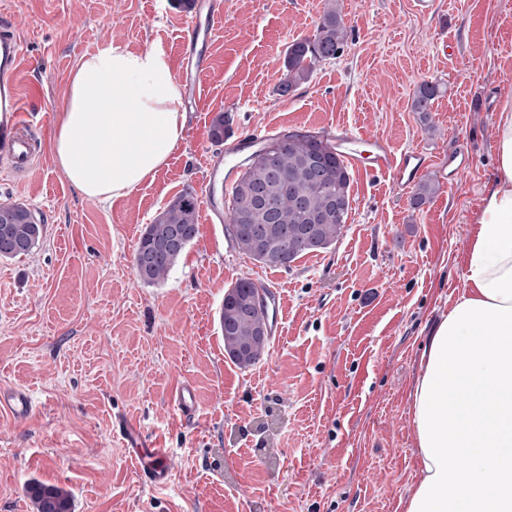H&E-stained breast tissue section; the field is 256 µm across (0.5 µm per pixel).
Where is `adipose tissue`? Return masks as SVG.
I'll return each instance as SVG.
<instances>
[{"mask_svg":"<svg viewBox=\"0 0 512 512\" xmlns=\"http://www.w3.org/2000/svg\"><path fill=\"white\" fill-rule=\"evenodd\" d=\"M186 112L163 52L112 46L81 58L51 138L84 196H123L164 167ZM464 255L460 295L430 329L410 393L420 478L403 512H512V104ZM466 468L449 465V453ZM493 481H486L487 471Z\"/></svg>","mask_w":512,"mask_h":512,"instance_id":"obj_1","label":"adipose tissue"}]
</instances>
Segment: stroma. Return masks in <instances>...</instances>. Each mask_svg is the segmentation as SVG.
I'll list each match as a JSON object with an SVG mask.
<instances>
[{
    "instance_id": "35a3bbf8",
    "label": "stroma",
    "mask_w": 512,
    "mask_h": 512,
    "mask_svg": "<svg viewBox=\"0 0 512 512\" xmlns=\"http://www.w3.org/2000/svg\"><path fill=\"white\" fill-rule=\"evenodd\" d=\"M325 0H222L205 45L204 105L154 179L101 202L54 163L51 136L83 56L163 46L177 63L192 12L177 0H0L24 42V96L35 99L34 164L0 159V203L45 228L29 255L0 259V385L27 390L32 416L0 413V512H33L24 487L68 489L73 512H402L420 477L410 393L427 330L460 294L481 192L495 169V113L512 102V0H339L348 40L282 97L289 45L313 36ZM449 47H442L440 37ZM441 91L412 112L422 81ZM234 134L365 131L394 150L464 146L470 165L421 208L387 177L351 169V210L332 249L290 268L255 262L206 205L217 113ZM197 197L199 232L165 282L138 279L139 238L175 196ZM249 278L283 293L276 341L255 365L224 353L225 290ZM195 386L188 422L173 397ZM124 413L172 452L168 486L137 476L112 418Z\"/></svg>"
}]
</instances>
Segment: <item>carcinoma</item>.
Returning <instances> with one entry per match:
<instances>
[{"label":"carcinoma","instance_id":"1","mask_svg":"<svg viewBox=\"0 0 512 512\" xmlns=\"http://www.w3.org/2000/svg\"><path fill=\"white\" fill-rule=\"evenodd\" d=\"M347 40V28L336 0H327L316 34L288 47L283 79L277 88L286 96L309 82L315 65L336 58ZM439 93L436 83L423 81L416 88L413 110L423 115ZM228 120L218 114L211 125V139L224 142ZM278 149L264 156L272 146ZM350 173L336 148L324 136L288 132L274 136L240 164L230 191L225 221L238 249L261 264L289 268L298 257L324 252L336 245L351 210ZM437 191L432 181L420 183L413 205L420 207ZM199 203L191 192L169 201L146 225L140 237L134 268L146 284L165 281L185 249L198 234ZM317 224L315 237L304 229ZM44 225L23 203L0 204V258L27 255L40 244ZM267 306L259 287L240 279L224 293L219 327L224 353L237 366L248 368L267 352L269 337L256 335L267 327ZM36 512H72L67 489L34 481L26 488Z\"/></svg>","mask_w":512,"mask_h":512}]
</instances>
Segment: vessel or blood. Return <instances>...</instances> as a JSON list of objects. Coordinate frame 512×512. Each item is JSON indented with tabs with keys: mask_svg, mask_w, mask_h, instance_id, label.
<instances>
[{
	"mask_svg": "<svg viewBox=\"0 0 512 512\" xmlns=\"http://www.w3.org/2000/svg\"><path fill=\"white\" fill-rule=\"evenodd\" d=\"M198 31H191L182 43L181 69L186 74L188 91L198 95L199 86L208 66V57L197 49ZM24 53L21 39L10 24L0 26V155L6 156L15 170L29 168L33 145L26 132V109L22 102L19 75ZM339 156L352 166H360L362 153H369L373 160L370 173L389 177L391 184L400 190L407 189L428 169L435 168L441 184H453L467 167L468 154L458 148L453 152L430 154L411 148L395 151L390 143L380 137L351 131L331 139ZM174 404L186 418L198 413L199 400L196 389L189 384L181 386ZM33 410V399L21 388L0 387V412L16 418L28 417ZM113 432L121 437L130 457L136 462L142 482L153 487H164L170 482V452L160 442L151 440L140 425L127 416H116Z\"/></svg>",
	"mask_w": 512,
	"mask_h": 512,
	"instance_id": "vessel-or-blood-1",
	"label": "vessel or blood"
}]
</instances>
